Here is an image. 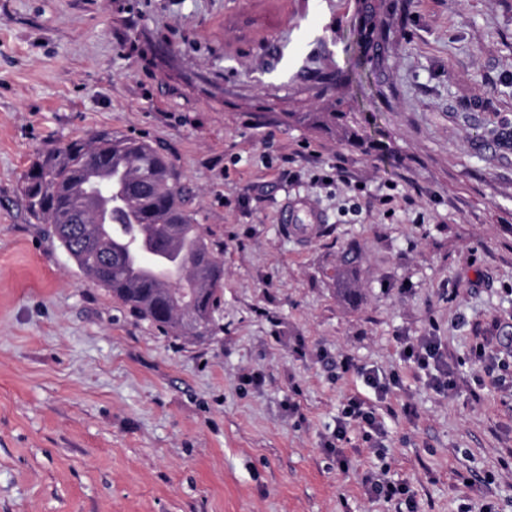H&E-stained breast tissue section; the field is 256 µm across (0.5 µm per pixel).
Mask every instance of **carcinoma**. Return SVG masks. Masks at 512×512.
<instances>
[{
  "mask_svg": "<svg viewBox=\"0 0 512 512\" xmlns=\"http://www.w3.org/2000/svg\"><path fill=\"white\" fill-rule=\"evenodd\" d=\"M393 14L391 0H358L359 63L382 66ZM315 79L326 92L353 81L339 68ZM288 119L337 131L366 155L390 152L351 111L290 112ZM21 193L29 217L49 226L80 272L135 315L184 340L221 331L224 266L216 244L188 209L171 162L151 144L108 131L71 140L24 172ZM356 271L352 259L336 269L350 302L358 298Z\"/></svg>",
  "mask_w": 512,
  "mask_h": 512,
  "instance_id": "obj_1",
  "label": "carcinoma"
}]
</instances>
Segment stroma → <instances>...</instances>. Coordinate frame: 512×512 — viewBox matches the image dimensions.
<instances>
[{"label": "stroma", "instance_id": "stroma-1", "mask_svg": "<svg viewBox=\"0 0 512 512\" xmlns=\"http://www.w3.org/2000/svg\"><path fill=\"white\" fill-rule=\"evenodd\" d=\"M397 5L375 71L354 0H0V512H406L362 485L383 463L419 512H512V0ZM336 68L390 154L285 120L333 104ZM100 130L167 154L220 242L213 340L141 320L28 219L23 173ZM421 336L452 389L404 358ZM348 359L399 381L384 458L354 423L341 469ZM352 259L344 260L336 269V279L344 286V296L350 302H354L358 298L355 278L358 265L357 261Z\"/></svg>", "mask_w": 512, "mask_h": 512}]
</instances>
